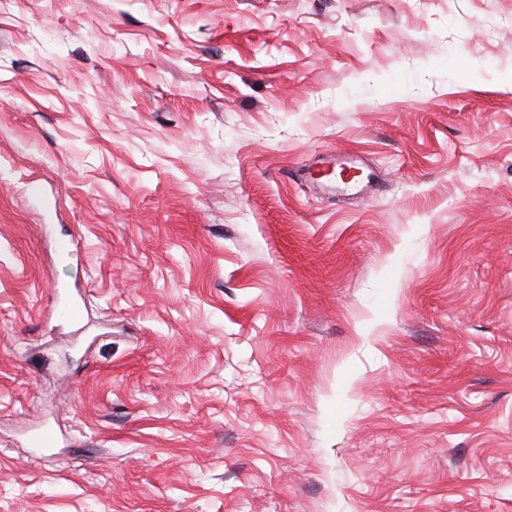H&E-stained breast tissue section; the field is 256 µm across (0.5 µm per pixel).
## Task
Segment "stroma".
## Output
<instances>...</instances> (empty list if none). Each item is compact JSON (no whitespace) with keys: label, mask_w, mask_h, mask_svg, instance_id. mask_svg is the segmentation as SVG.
<instances>
[{"label":"stroma","mask_w":512,"mask_h":512,"mask_svg":"<svg viewBox=\"0 0 512 512\" xmlns=\"http://www.w3.org/2000/svg\"><path fill=\"white\" fill-rule=\"evenodd\" d=\"M0 512H512V0H0Z\"/></svg>","instance_id":"35a3bbf8"}]
</instances>
